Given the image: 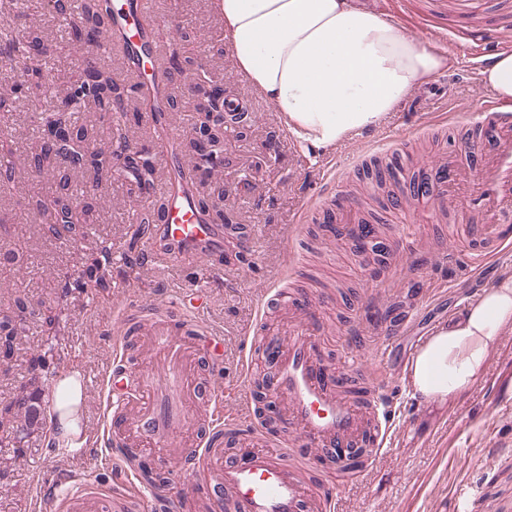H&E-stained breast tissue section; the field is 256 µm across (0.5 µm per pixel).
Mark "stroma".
<instances>
[{"mask_svg": "<svg viewBox=\"0 0 512 512\" xmlns=\"http://www.w3.org/2000/svg\"><path fill=\"white\" fill-rule=\"evenodd\" d=\"M29 20L14 24L17 35L29 26L55 44L50 65L58 87H65L81 62L79 50L66 40L53 13L30 0ZM401 28L411 41L446 52L450 67L433 79L448 88V99L425 104L419 94L388 113L376 128L354 135L335 148L319 151L300 141L282 125L271 103L235 70L225 52L224 26L210 0H151L155 33L172 43L181 32L206 37L199 61L213 84L239 99L251 116L247 133L224 126V160L194 191L209 193L224 187V211L235 223L252 230L251 239L225 233L218 254L164 263L146 241L134 239L138 217L153 215L165 198L168 174L162 157L175 148L197 122L198 113H171L166 132L155 128L151 112L137 99L126 114L100 118L85 109L94 127L96 145H104L111 129L126 134L132 147L148 149L155 167L148 189L132 188L113 178L98 202L94 223L71 244L57 239L37 213L24 210L23 197L34 184L26 173L16 175L11 194L0 195V213L10 223L0 226V253L14 252L17 261L7 282L0 283V315L13 311L16 295L32 306L55 308L57 324L42 330L34 321L22 325L10 358L0 357V409L9 405L28 379V360L44 355L48 383L42 401H49L56 380L76 371L84 399L81 426L84 447L54 452L50 423L9 436L0 445V512H30V504L52 488L59 471L87 472L91 481L112 489L114 512H153L154 505L178 498V512H210V502L197 473L183 470L166 494L136 508L125 495V475L110 464L99 443L103 421L102 383L112 366V343L122 312L148 305H165L194 289L208 295L201 319L222 336L220 368L196 355L201 388L228 389L224 408L242 409L244 394L265 376L262 341L284 340L290 321L277 306L258 317L257 304L268 291L297 282L316 304L325 342L324 357L333 361L345 350L360 355L365 372L376 366L374 352L388 345L380 366L383 384L399 409L392 445L384 449L367 473L345 474L329 467L321 472L339 488L336 512H461L459 496L473 486V498L485 512H512V482L498 477V465L512 462V410L499 400L512 396V330L505 331L491 353L484 375L465 395L425 402L415 396L408 379V362L436 327L448 324L476 301L485 285L512 275V253L487 262L482 270L467 257H455L456 241L465 223L492 224L495 213L469 210L466 185L471 170L460 174L456 198L433 199L420 205L406 200L398 214L387 196L369 199L364 186L374 167L398 155L407 172L432 161L458 156L457 145L471 130L492 92L474 68L477 57L497 56L500 44L512 39V0H360ZM41 129L31 120L26 100L10 112H0V137L12 140L16 164L39 144ZM352 204L359 220L372 224L387 245L386 268L374 275L345 238L324 227L323 215L336 201ZM313 202L318 216L303 219V207ZM112 251L111 286L93 290L77 286L85 258L102 248ZM70 276L68 293H61L60 275ZM254 359L250 380H242V365Z\"/></svg>", "mask_w": 512, "mask_h": 512, "instance_id": "35a3bbf8", "label": "stroma"}]
</instances>
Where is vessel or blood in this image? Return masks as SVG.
<instances>
[{
  "label": "vessel or blood",
  "mask_w": 512,
  "mask_h": 512,
  "mask_svg": "<svg viewBox=\"0 0 512 512\" xmlns=\"http://www.w3.org/2000/svg\"><path fill=\"white\" fill-rule=\"evenodd\" d=\"M150 11L147 0H120L108 23L120 32L128 55L141 59L139 76L157 78L167 59L165 47L142 28ZM474 159L486 160L485 171L469 200L474 210H512V118L501 114L497 102L484 107L473 128ZM166 213L156 230L159 251L175 262L194 258L202 251H216L224 244V228L202 219L193 199L178 181L168 182ZM461 248L475 251L478 262L500 255L512 247V226L472 224ZM296 311L307 318L287 341H269L266 355L273 366L269 392L287 404L285 427L295 430L291 448L249 449L252 429L234 415L225 413L221 393H212L201 405L198 419L204 426L194 447L164 456L160 465L178 463L183 469L206 474L211 512H334L332 486L306 479L305 469L319 462L332 465L367 449L364 464H371V451L382 450L390 436L388 416L392 402L385 387L352 393L347 380L322 360L316 322L310 310L313 301L294 294ZM121 335L149 337L155 357L145 372L131 368L123 350H116L111 372L105 379L110 404L130 400L132 411L122 414L123 438L113 451L114 460L136 453L140 440L153 439L170 445L185 416V402L192 390L188 383L187 350L195 334H208L207 325L184 307L140 308L123 319ZM237 440L240 447L225 456L224 443ZM58 512H112V490L84 484L76 492H52Z\"/></svg>",
  "instance_id": "obj_1"
}]
</instances>
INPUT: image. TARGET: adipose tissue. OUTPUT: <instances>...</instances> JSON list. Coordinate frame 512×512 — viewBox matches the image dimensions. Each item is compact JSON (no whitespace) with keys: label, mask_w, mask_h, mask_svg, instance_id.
Instances as JSON below:
<instances>
[{"label":"adipose tissue","mask_w":512,"mask_h":512,"mask_svg":"<svg viewBox=\"0 0 512 512\" xmlns=\"http://www.w3.org/2000/svg\"><path fill=\"white\" fill-rule=\"evenodd\" d=\"M237 72L271 102L286 129L317 149L377 126L411 90L445 71L448 58L410 41L393 23L349 0H212ZM512 328V276L485 289L415 352L409 376L424 401L467 391ZM48 417L57 442L79 448L83 386L62 377Z\"/></svg>","instance_id":"1"}]
</instances>
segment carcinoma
<instances>
[{"mask_svg":"<svg viewBox=\"0 0 512 512\" xmlns=\"http://www.w3.org/2000/svg\"><path fill=\"white\" fill-rule=\"evenodd\" d=\"M43 7L65 20L66 29L73 44L82 51L81 64L76 75L63 95L56 97L51 109H41V99L54 94V85L47 59L52 53L48 40L36 29L18 39L8 22V16L24 15L18 0H0V62L17 67L22 71V81L14 85L10 93L0 97L1 104H7L14 97L23 96L31 107L32 114L43 127L39 149L31 155L27 164V175L40 179L52 175L51 191L46 196H31L25 206L38 212L44 224L53 234L66 233V240H74L83 233L84 226L92 223L93 204L102 181L112 182V176L123 173L145 188L153 181L155 169L144 150L131 148L123 134L119 133L106 147H98L90 141L88 124L77 117L82 108L90 106L103 117L124 111L125 101L135 96L142 109L154 112L155 124L163 126L165 112H181L183 97L172 95L167 99L166 110L160 111L145 85H127L112 77V72L101 67L98 60L105 54V22L112 16L113 0H82L78 10H73L70 0H50ZM202 39L190 32H183L173 44L170 56L171 70L192 83L193 76L202 70L198 62ZM206 109L216 112L212 125L202 137L192 136L179 144L180 151L199 159L207 148L222 146L224 140V110L226 103L211 91L197 97L196 111ZM76 173L91 174L96 184L76 194L71 189L72 176ZM15 183V166L11 160L8 143L0 139V193L11 191ZM224 189L214 186L208 194L197 197V206L214 224H229L231 219L224 215L216 201L221 199ZM111 255L101 251L88 267L85 284L92 288L106 289L110 284ZM37 319L47 328L55 322L53 308L43 310L29 308L19 298L15 301L12 316L0 320V351L9 354L16 340L18 330L27 319ZM45 358L38 356L29 361V386H23L16 394L13 405L4 410L0 426L11 423L12 413L24 415V426L35 427L42 423L43 410L40 397L28 390L37 387L46 378Z\"/></svg>","mask_w":512,"mask_h":512,"instance_id":"1","label":"carcinoma"}]
</instances>
